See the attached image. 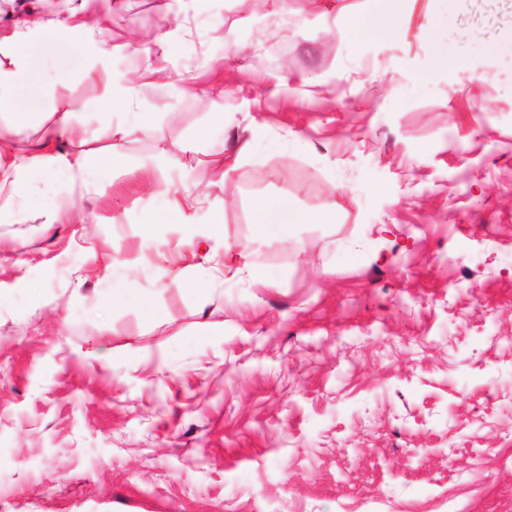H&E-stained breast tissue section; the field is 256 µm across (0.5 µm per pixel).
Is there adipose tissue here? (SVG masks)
Here are the masks:
<instances>
[{
  "label": "adipose tissue",
  "instance_id": "1",
  "mask_svg": "<svg viewBox=\"0 0 512 512\" xmlns=\"http://www.w3.org/2000/svg\"><path fill=\"white\" fill-rule=\"evenodd\" d=\"M396 0H367L365 12L354 13L340 9L331 15L332 25L346 26L351 31L364 28L384 34H393L397 25L393 20ZM101 16L90 13L84 7L68 9L63 18L44 20L34 9L17 16V31L38 30L60 32L91 30L101 25ZM150 37L134 35L129 39L146 56V62L136 79L119 81L106 66H92L85 70L84 80L96 83L101 89L100 104L104 110L122 108L133 112L135 128L151 130L155 124L153 114L136 111L138 88L142 85L167 82L170 74L165 60L153 56ZM34 59L17 50L0 53V214L22 218L18 206V188L32 179H52L66 176L71 184L81 189H92L88 177L91 167L98 163L86 148L84 138L75 135L79 120V108L65 90L51 85L46 89V110L34 128L33 134H25L23 124L14 122L13 116L20 104L24 83L34 68ZM167 204L172 213L185 217V234L189 247H203L209 242L224 245L223 273L238 272L239 252L224 240V214L209 207L205 194L196 186L184 183L167 190ZM204 213V222H196L197 213ZM253 213L260 236H268L275 224H326L330 217L325 213L310 214L292 207L288 201L257 198Z\"/></svg>",
  "mask_w": 512,
  "mask_h": 512
}]
</instances>
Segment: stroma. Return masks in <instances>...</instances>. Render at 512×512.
I'll return each instance as SVG.
<instances>
[{"label": "stroma", "mask_w": 512, "mask_h": 512, "mask_svg": "<svg viewBox=\"0 0 512 512\" xmlns=\"http://www.w3.org/2000/svg\"><path fill=\"white\" fill-rule=\"evenodd\" d=\"M106 1L93 34L21 42L39 60L22 122L67 79L93 154L129 164L94 169L89 193L33 182L24 221L0 217V512H512V58L482 57L512 0H459V64L437 74L432 0H407L395 36L328 29L363 0H207L188 31L176 0ZM160 29L175 82L137 102L157 125L103 118L91 56L134 76L127 37ZM257 34L287 45L284 68ZM219 76L222 128L177 87ZM161 138L186 147L164 181L199 183L247 254L202 299L176 279L208 263L144 189ZM261 196L333 221L257 239ZM74 204L82 222L47 223Z\"/></svg>", "instance_id": "stroma-1"}]
</instances>
